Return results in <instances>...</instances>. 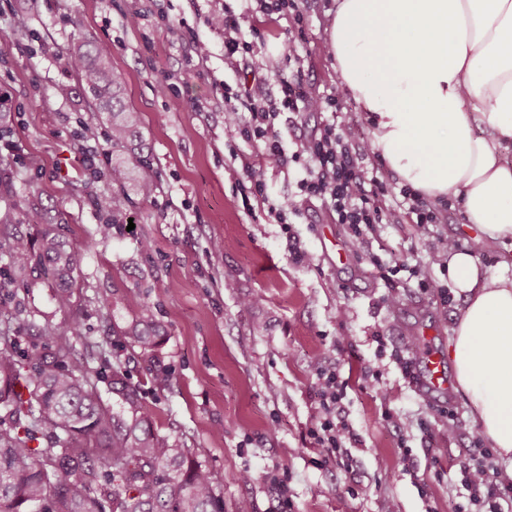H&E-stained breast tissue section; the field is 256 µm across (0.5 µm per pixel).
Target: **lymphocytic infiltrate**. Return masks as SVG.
Wrapping results in <instances>:
<instances>
[{
	"mask_svg": "<svg viewBox=\"0 0 512 512\" xmlns=\"http://www.w3.org/2000/svg\"><path fill=\"white\" fill-rule=\"evenodd\" d=\"M243 19V14L228 8L207 19L212 28L223 31L224 61L236 68L244 65L247 55L255 53L264 43L259 31L244 35ZM265 85V76L256 73L250 81L224 89V127L229 137L255 142L259 151L257 159L247 158L242 162L250 178L249 186L242 189L243 194L266 204L269 213L280 219L286 212L296 210L298 204L321 201L335 223L345 225L357 236L364 226L392 223V212L385 210L381 203L387 187L377 178L368 177L358 163L359 157L368 155L369 146L360 139L357 127L344 123L339 115L340 88L323 95L307 93L298 67L281 77L278 98H269ZM285 112L296 117L326 112L330 118L289 153L275 130L278 118ZM291 164L300 169L298 199L270 198L258 167L284 169ZM318 381L327 415L317 420L308 434L314 445L332 454L345 441L354 440L355 435L347 422L334 414L344 397V387L336 374L319 372ZM458 480L468 492V502L456 505L454 512H465L469 505L477 512H504L495 472L478 454L471 452L459 460Z\"/></svg>",
	"mask_w": 512,
	"mask_h": 512,
	"instance_id": "1",
	"label": "lymphocytic infiltrate"
}]
</instances>
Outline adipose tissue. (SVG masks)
Segmentation results:
<instances>
[{
	"instance_id": "ef3b65f1",
	"label": "adipose tissue",
	"mask_w": 512,
	"mask_h": 512,
	"mask_svg": "<svg viewBox=\"0 0 512 512\" xmlns=\"http://www.w3.org/2000/svg\"><path fill=\"white\" fill-rule=\"evenodd\" d=\"M336 2L338 78L372 119L373 151L421 196L462 204L448 357L512 475V0ZM494 243L506 253L488 275L478 252Z\"/></svg>"
}]
</instances>
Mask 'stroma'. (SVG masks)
Listing matches in <instances>:
<instances>
[{"mask_svg": "<svg viewBox=\"0 0 512 512\" xmlns=\"http://www.w3.org/2000/svg\"><path fill=\"white\" fill-rule=\"evenodd\" d=\"M219 3L241 8L239 0H0V138L15 146L0 158V205L20 201L14 232L35 242L50 225L79 248L76 342L105 350L97 364L104 403L122 408L110 389L120 363L154 429L211 472L224 512L244 502L253 512H452L467 501L456 470L478 424L461 391L426 398L413 370L416 336L430 334L447 350L462 305L437 255L440 239L464 245L462 208L440 204L436 223H415L399 179L373 152L361 165L390 188L384 204L393 223L355 237L318 204L284 225L266 205H244L239 158L256 145L224 129V87L245 73L225 64L224 34L206 22ZM301 7L304 78L323 93L336 85V0ZM242 28L263 34L253 63L278 97L292 19L255 10ZM187 29L206 58L181 38ZM80 41L111 44L122 101L141 115L128 145L110 148L93 173L81 150L109 132V115L94 110L59 57ZM163 79L173 87L165 96L156 91ZM61 84L71 95H57ZM132 150L156 191L145 199L129 181L116 217L99 201L112 193L113 163ZM27 205L45 212V224L26 223ZM292 236L310 261L290 256ZM92 237L100 243L86 249ZM399 261L405 270L390 275ZM423 278L430 288L419 287ZM248 295L258 302L246 308ZM145 306L159 329L150 352L118 338ZM0 312L13 314L21 353L41 343L29 315L69 323L50 281L16 273L3 258ZM318 362L346 385L345 419L359 437L348 446L347 470L326 461L308 435L323 412Z\"/></svg>", "mask_w": 512, "mask_h": 512, "instance_id": "35a3bbf8", "label": "stroma"}]
</instances>
